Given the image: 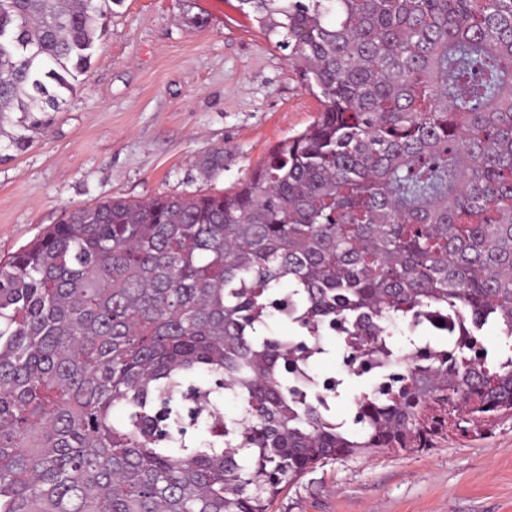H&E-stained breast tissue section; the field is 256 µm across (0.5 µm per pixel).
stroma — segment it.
I'll return each instance as SVG.
<instances>
[{
  "mask_svg": "<svg viewBox=\"0 0 512 512\" xmlns=\"http://www.w3.org/2000/svg\"><path fill=\"white\" fill-rule=\"evenodd\" d=\"M321 109L239 0H122L51 126L0 160V260L78 205L232 191ZM214 147L224 169L207 178ZM271 512H512V418L327 462Z\"/></svg>",
  "mask_w": 512,
  "mask_h": 512,
  "instance_id": "obj_1",
  "label": "stroma"
}]
</instances>
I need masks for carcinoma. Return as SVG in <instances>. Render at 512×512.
<instances>
[{"mask_svg":"<svg viewBox=\"0 0 512 512\" xmlns=\"http://www.w3.org/2000/svg\"><path fill=\"white\" fill-rule=\"evenodd\" d=\"M109 2L0 0L9 147L76 91ZM240 2L323 110L230 194L77 207L0 261V512H268L328 460L512 414V355L479 340L512 350V0ZM442 310L480 351L459 371L362 393L353 429L288 398L336 321L347 364Z\"/></svg>","mask_w":512,"mask_h":512,"instance_id":"1","label":"carcinoma"}]
</instances>
